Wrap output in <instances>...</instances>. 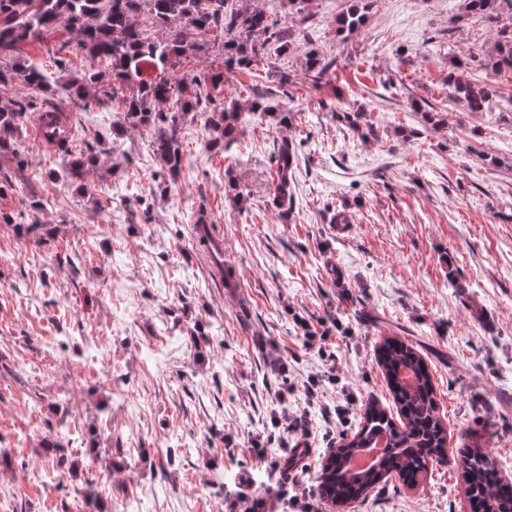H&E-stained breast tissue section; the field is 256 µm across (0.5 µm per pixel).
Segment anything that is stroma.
<instances>
[{
	"label": "stroma",
	"instance_id": "35a3bbf8",
	"mask_svg": "<svg viewBox=\"0 0 512 512\" xmlns=\"http://www.w3.org/2000/svg\"><path fill=\"white\" fill-rule=\"evenodd\" d=\"M349 0H308L283 16L294 48H267L258 84L292 126H244L237 144L202 150V119L185 125L191 179L155 201L148 134L112 145L80 194L49 170L61 158L29 140L28 180L0 206L44 202L26 221L50 225L35 247L0 226V512H243L255 489L286 488L322 512H475L461 469L430 464L421 484L389 476L367 497L332 505L317 491L332 450L379 400L396 415L375 350L387 336L425 358L453 449L488 451L512 475V112L448 99L455 57H482L495 26L461 19L462 0H371L368 21L338 38ZM335 59L310 90L302 54ZM291 75L294 97L269 69ZM403 86L399 99L382 82ZM362 109L378 136L358 138L327 103ZM439 113L426 128L422 111ZM299 143L296 205L272 204L268 157ZM235 182L247 211L224 205ZM206 207L224 237L234 288L215 282L194 215ZM347 210L337 232L330 219ZM333 261L343 280L332 285ZM320 340L307 343L304 325ZM95 434L66 464L43 449L67 430ZM309 454L283 470L288 446Z\"/></svg>",
	"mask_w": 512,
	"mask_h": 512
}]
</instances>
